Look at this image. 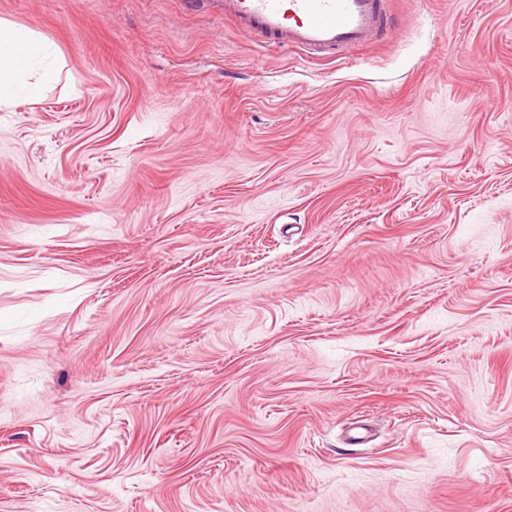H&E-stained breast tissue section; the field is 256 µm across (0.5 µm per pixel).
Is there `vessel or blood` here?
I'll return each instance as SVG.
<instances>
[{
	"instance_id": "b4317fda",
	"label": "vessel or blood",
	"mask_w": 512,
	"mask_h": 512,
	"mask_svg": "<svg viewBox=\"0 0 512 512\" xmlns=\"http://www.w3.org/2000/svg\"><path fill=\"white\" fill-rule=\"evenodd\" d=\"M224 16L270 45L312 54L356 48L387 24L383 0H220Z\"/></svg>"
}]
</instances>
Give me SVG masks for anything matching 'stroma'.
<instances>
[{"label":"stroma","instance_id":"stroma-1","mask_svg":"<svg viewBox=\"0 0 512 512\" xmlns=\"http://www.w3.org/2000/svg\"><path fill=\"white\" fill-rule=\"evenodd\" d=\"M387 3L0 0V512H512V0ZM224 17L280 48L312 54L356 48L387 24L385 0H218ZM62 55L33 29L0 18V106L41 98L59 80Z\"/></svg>","mask_w":512,"mask_h":512}]
</instances>
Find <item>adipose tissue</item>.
Returning <instances> with one entry per match:
<instances>
[{
	"label": "adipose tissue",
	"mask_w": 512,
	"mask_h": 512,
	"mask_svg": "<svg viewBox=\"0 0 512 512\" xmlns=\"http://www.w3.org/2000/svg\"><path fill=\"white\" fill-rule=\"evenodd\" d=\"M62 55L33 29L0 18V106L41 98L56 83Z\"/></svg>",
	"instance_id": "1"
}]
</instances>
